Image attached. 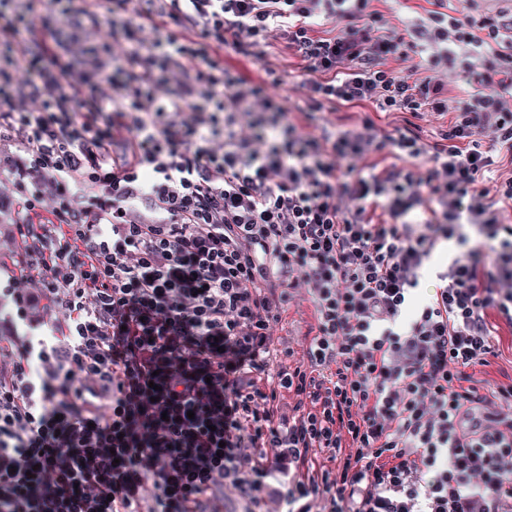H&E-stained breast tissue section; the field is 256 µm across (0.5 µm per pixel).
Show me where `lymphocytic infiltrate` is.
I'll return each mask as SVG.
<instances>
[{
    "instance_id": "1",
    "label": "lymphocytic infiltrate",
    "mask_w": 512,
    "mask_h": 512,
    "mask_svg": "<svg viewBox=\"0 0 512 512\" xmlns=\"http://www.w3.org/2000/svg\"><path fill=\"white\" fill-rule=\"evenodd\" d=\"M378 3L136 8L108 103L0 21V212L26 242L0 289V512H512V373L474 378L512 334V13ZM147 29L185 76L164 98ZM272 48L303 62L305 107L270 93ZM325 102L361 114L313 126ZM464 224L487 251L432 266ZM29 75L22 71L12 72L13 102L16 107L35 108L37 103L30 95ZM310 308L307 302H300L299 306L292 307L290 310V321L288 328V338L298 339L307 330V324L310 321ZM295 320V322H294Z\"/></svg>"
}]
</instances>
